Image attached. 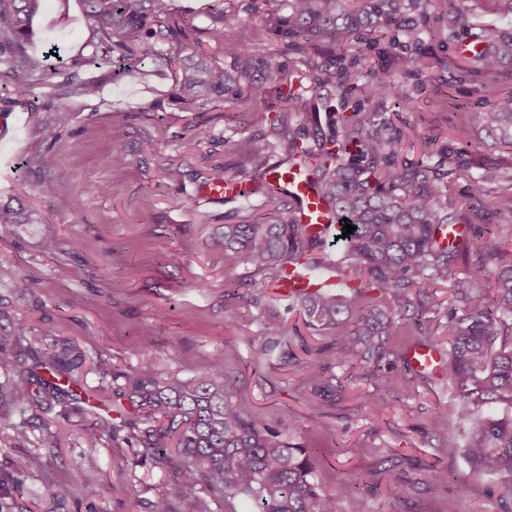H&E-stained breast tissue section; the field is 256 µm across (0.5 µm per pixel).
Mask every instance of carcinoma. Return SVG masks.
Wrapping results in <instances>:
<instances>
[{
  "mask_svg": "<svg viewBox=\"0 0 512 512\" xmlns=\"http://www.w3.org/2000/svg\"><path fill=\"white\" fill-rule=\"evenodd\" d=\"M174 0H80L93 27L95 42L89 61L125 64L161 54L173 44L169 58L176 73L177 102L203 105L224 98L233 87L246 90L249 100L264 104L271 133L283 137L288 166L308 174L309 190L321 198L338 221L355 226L345 238L344 253L336 260L343 286L351 294L318 292L297 297L306 325L327 338L317 348L318 359L307 363L314 391L323 400L343 398V378L330 372L350 362L359 377L378 389L391 391L398 365L405 358L392 338L411 323L431 343L442 318L448 319L449 379L459 403L438 422L453 435L458 423L482 407L512 406V191L490 196L496 180L512 187V160L507 156L475 155L454 145L438 146L421 138L423 159L399 158L402 130L382 112L364 111L352 96V80L362 70L372 81L367 98L398 100L411 107L414 95L402 78L421 64L420 50L432 0H286L283 13L264 20L270 39L291 56L285 71L277 57L260 44L224 36V3L211 0L206 29L220 47L228 66L214 64L196 50L181 55L174 46L181 31L170 24ZM41 0H0V76L13 91L28 95L49 70L47 60L29 52L30 23ZM465 0L448 12V33L470 28ZM385 64L368 65V52ZM491 75L512 65V30L502 31L476 58ZM305 70H300V67ZM309 76L315 89L328 84L333 92L306 98ZM280 83L276 104L265 103L267 80ZM70 120L61 112L41 127L43 139L54 140ZM473 128L490 137L498 148L512 149V96L493 100L469 117ZM271 141L256 135L235 140L239 158L260 164ZM123 131L112 142L106 163L120 167L127 161ZM478 169L475 175L472 170ZM470 178L468 201L451 200L450 179ZM38 218L19 204L0 203V230L14 224H36ZM462 224L461 243L444 245L438 231ZM499 232L493 244L484 233ZM224 283L236 282L241 266L268 275L274 286L286 265L330 260L329 242L297 219L289 201L274 223L224 225ZM475 256L467 276L453 280L460 248ZM0 280L12 284L19 296L31 290L27 278L0 265ZM454 281L464 299L461 310H441L430 301L438 286ZM494 285V297L484 301L481 291ZM384 296L387 307L362 300L366 289ZM7 324H1V321ZM269 336L264 352L273 353L289 338L279 317L265 321ZM24 320L0 311V407L19 413L30 408L50 411L57 406L83 415L99 406L104 391L112 393L109 415L97 416L89 435L116 438L126 431L142 448L141 455L174 473L180 491L199 489L209 496L245 497L259 512H336L334 500L312 481L314 459L306 449L249 419L235 401L233 385L224 376V357L215 358L202 373L179 378L151 369L133 374H109L100 366L101 386L90 389L84 376L88 357L77 344L64 340L49 350L30 345L33 364L21 362L13 346L30 335ZM38 447L57 454L60 439L45 424ZM469 463L496 475L512 489V417L482 419L465 449ZM17 480L0 476V512H35L15 491ZM64 483L43 486L40 512H62L71 498Z\"/></svg>",
  "mask_w": 512,
  "mask_h": 512,
  "instance_id": "cac0c4a2",
  "label": "carcinoma"
}]
</instances>
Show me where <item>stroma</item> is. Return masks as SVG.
<instances>
[{"label": "stroma", "instance_id": "1", "mask_svg": "<svg viewBox=\"0 0 512 512\" xmlns=\"http://www.w3.org/2000/svg\"><path fill=\"white\" fill-rule=\"evenodd\" d=\"M208 2L176 0L171 23L189 29L192 48L209 52ZM281 7L280 0H229L224 33L250 39L266 14ZM447 11L437 4L421 46L431 64L429 80H407L417 90V108L398 101L381 106L386 115H398L406 156L413 160L421 157L414 143L423 135L492 153L490 139L470 127L468 115L485 105L482 83L498 95L512 94V70L489 78L458 52L448 38ZM92 36L80 0H43L29 51L56 52L58 71L19 100L0 89V123L8 127L0 138V202L23 200L41 217L0 233V263L32 285L21 298L0 282V308L25 320L39 347L72 339L114 372L150 368L191 377L223 356L243 412L316 455L313 481L334 497L336 512H353L358 498L364 512H498L503 483L465 457L475 421L452 436L436 423L457 403L447 367L401 369L389 392L356 379L342 401L329 405L314 394L303 367L320 336L294 338L281 353H264L266 317L283 315L292 325L302 318L273 296L263 273L243 268L235 284H225L217 234L226 224L273 221L282 197L271 189L245 202L199 194L215 167L237 163L231 141L267 132L252 104L243 98L193 107L176 103L170 67L145 61L134 73H120L118 66L91 61ZM65 80L72 91L54 96L55 85ZM85 81L97 85L96 96L77 92ZM63 110L72 113L71 122L56 142H45L41 125ZM118 127L126 133L129 155L125 165L112 167L105 159ZM60 169L69 172L67 181L55 180ZM168 170L174 179L165 178ZM95 184L106 186V193L92 192ZM60 196L68 209H57ZM62 264L69 270L63 279L56 275ZM48 323L55 335H42ZM46 420L64 434L56 457L38 446ZM94 420L89 414L67 422L58 411L35 408L0 411V469L20 479L28 501L38 500L47 481L69 483L67 512H86L91 502L103 512H154L160 501L168 512H193V495H174L175 475L142 460L136 444L121 436L90 442ZM18 426L25 438H16ZM89 456L98 470L88 482L78 467ZM119 469L128 472L126 485L112 483ZM440 470L447 471V481H433Z\"/></svg>", "mask_w": 512, "mask_h": 512}]
</instances>
